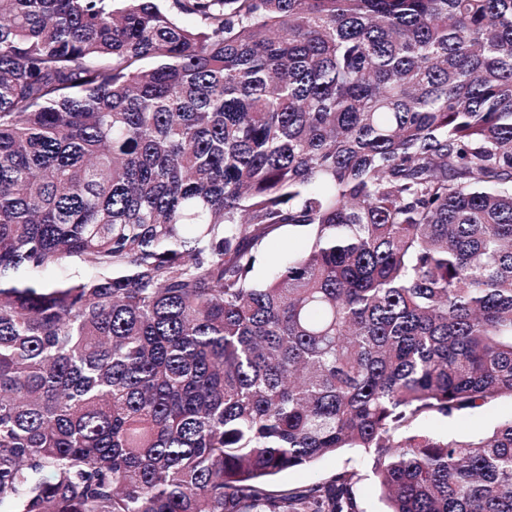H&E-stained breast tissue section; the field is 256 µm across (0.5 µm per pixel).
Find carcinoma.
Instances as JSON below:
<instances>
[{
	"label": "carcinoma",
	"instance_id": "1",
	"mask_svg": "<svg viewBox=\"0 0 512 512\" xmlns=\"http://www.w3.org/2000/svg\"><path fill=\"white\" fill-rule=\"evenodd\" d=\"M505 396L512 0H0V512H512ZM288 239H290L299 247L304 246L307 243V237L303 234V232H289L288 227H285L281 233L277 234L276 239L271 242V253L266 264L260 269V276L266 274L270 268L279 265L280 261L288 257V253L282 250L280 246L282 242L288 243ZM511 415L512 399L503 398L480 412L454 419L439 415L430 416L418 422L415 428L419 432L438 436L458 439L476 438L488 433L498 420ZM372 460L359 449H346L336 455L319 458L313 464L279 474L274 484L280 488L301 486L332 480L344 470L356 471L360 476L355 486L357 503L361 512H381L385 505L372 474Z\"/></svg>",
	"mask_w": 512,
	"mask_h": 512
}]
</instances>
